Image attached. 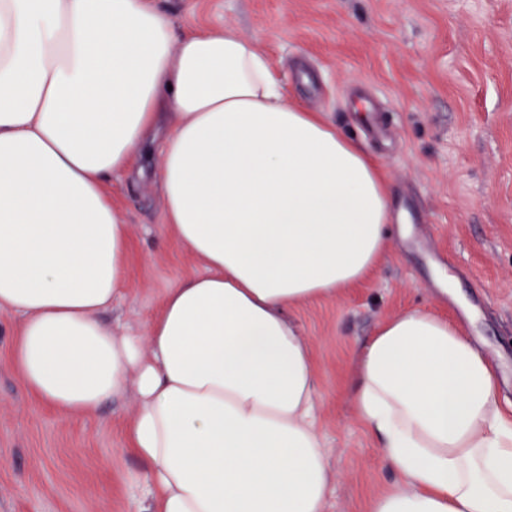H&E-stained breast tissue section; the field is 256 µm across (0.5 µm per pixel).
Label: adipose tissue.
Returning a JSON list of instances; mask_svg holds the SVG:
<instances>
[{
	"label": "adipose tissue",
	"mask_w": 512,
	"mask_h": 512,
	"mask_svg": "<svg viewBox=\"0 0 512 512\" xmlns=\"http://www.w3.org/2000/svg\"><path fill=\"white\" fill-rule=\"evenodd\" d=\"M163 222L202 270L115 334L129 226L104 193L160 120ZM384 175L225 28L176 32L150 0H0V309L32 395L92 416L134 392L136 512H324L335 475L314 351L287 312L384 256ZM354 417L403 487L366 512H512V420L463 330L385 318L352 359Z\"/></svg>",
	"instance_id": "ef3b65f1"
}]
</instances>
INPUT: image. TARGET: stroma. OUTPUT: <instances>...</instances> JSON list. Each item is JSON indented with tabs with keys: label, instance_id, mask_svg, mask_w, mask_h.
Wrapping results in <instances>:
<instances>
[{
	"label": "stroma",
	"instance_id": "obj_1",
	"mask_svg": "<svg viewBox=\"0 0 512 512\" xmlns=\"http://www.w3.org/2000/svg\"><path fill=\"white\" fill-rule=\"evenodd\" d=\"M175 29L222 26L254 41L289 96L326 113L384 171L399 223L376 269L335 299L289 312L311 341L319 425L336 480L325 512H365L401 483L353 416L354 351L381 321L422 309L461 325L500 371L512 418V0H153ZM105 192L129 226V285L116 330H139L165 288L199 264L162 222L155 174ZM16 314L0 310V512H133L124 445L136 402L69 417L9 364Z\"/></svg>",
	"mask_w": 512,
	"mask_h": 512
}]
</instances>
